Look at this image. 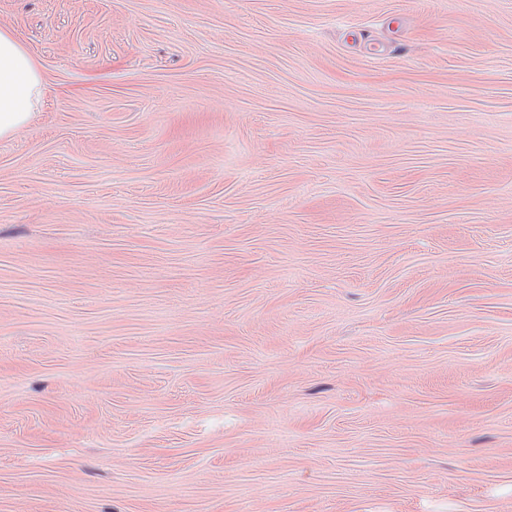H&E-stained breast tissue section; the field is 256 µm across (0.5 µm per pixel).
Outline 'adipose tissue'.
I'll return each mask as SVG.
<instances>
[{
  "mask_svg": "<svg viewBox=\"0 0 512 512\" xmlns=\"http://www.w3.org/2000/svg\"><path fill=\"white\" fill-rule=\"evenodd\" d=\"M42 88L35 61L11 33L0 30V138L16 134L29 123Z\"/></svg>",
  "mask_w": 512,
  "mask_h": 512,
  "instance_id": "obj_1",
  "label": "adipose tissue"
}]
</instances>
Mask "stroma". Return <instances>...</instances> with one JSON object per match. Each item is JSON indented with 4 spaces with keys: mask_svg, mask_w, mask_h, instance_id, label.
Listing matches in <instances>:
<instances>
[{
    "mask_svg": "<svg viewBox=\"0 0 512 512\" xmlns=\"http://www.w3.org/2000/svg\"><path fill=\"white\" fill-rule=\"evenodd\" d=\"M0 29V512H512V0ZM42 88L35 61L11 33L0 30V138L16 134L29 123Z\"/></svg>",
    "mask_w": 512,
    "mask_h": 512,
    "instance_id": "stroma-1",
    "label": "stroma"
}]
</instances>
